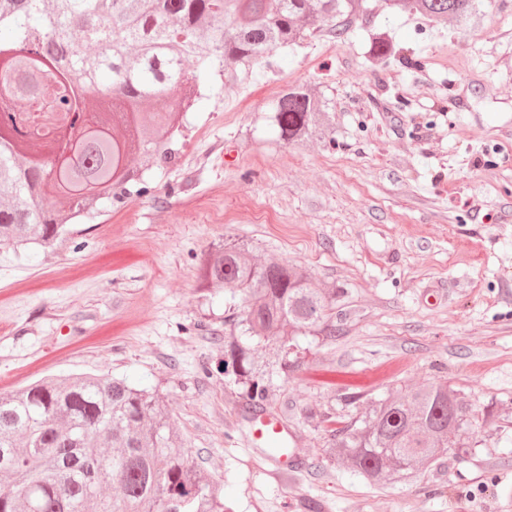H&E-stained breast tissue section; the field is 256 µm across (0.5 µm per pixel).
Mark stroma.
I'll return each instance as SVG.
<instances>
[{"label": "stroma", "mask_w": 512, "mask_h": 512, "mask_svg": "<svg viewBox=\"0 0 512 512\" xmlns=\"http://www.w3.org/2000/svg\"><path fill=\"white\" fill-rule=\"evenodd\" d=\"M475 3L438 23L366 0L343 37L211 77L177 165L134 159L147 193L52 246L0 242V393L79 373L158 392L231 512H512V0ZM380 35L397 60H372ZM291 88L330 100L324 139L285 144L262 119ZM231 241L336 295L337 334L298 336L271 376L288 478L224 373L244 297L199 286L200 256ZM438 382L475 420L464 447L383 485L331 455V422Z\"/></svg>", "instance_id": "obj_1"}]
</instances>
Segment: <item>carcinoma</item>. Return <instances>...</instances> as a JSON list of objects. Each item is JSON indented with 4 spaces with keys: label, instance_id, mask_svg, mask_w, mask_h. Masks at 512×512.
Wrapping results in <instances>:
<instances>
[{
    "label": "carcinoma",
    "instance_id": "carcinoma-1",
    "mask_svg": "<svg viewBox=\"0 0 512 512\" xmlns=\"http://www.w3.org/2000/svg\"><path fill=\"white\" fill-rule=\"evenodd\" d=\"M432 20L464 18L474 0H388ZM363 0H0V242L51 245L97 201L145 192L134 156L167 164L179 115L212 73L235 81L280 47L321 26L342 36ZM277 138H323L333 125L322 95L290 89L267 106ZM206 288H233L248 305L242 335L279 342L295 367L300 334H336L333 298L296 267L258 264L240 244L205 255ZM254 410L268 398L267 366L252 348L224 346ZM471 426L448 387L424 385L330 429L365 479L425 465L461 448ZM0 512H224L219 488L183 449L164 400L120 379H39L0 395Z\"/></svg>",
    "mask_w": 512,
    "mask_h": 512
}]
</instances>
